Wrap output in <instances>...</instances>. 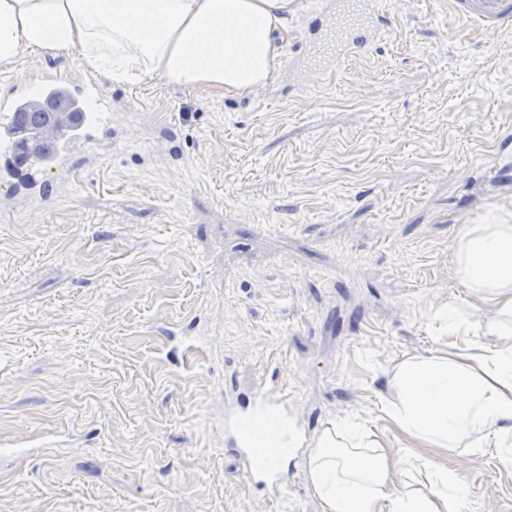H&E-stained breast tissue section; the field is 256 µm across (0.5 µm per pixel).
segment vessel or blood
Masks as SVG:
<instances>
[{"label": "vessel or blood", "instance_id": "b4317fda", "mask_svg": "<svg viewBox=\"0 0 512 512\" xmlns=\"http://www.w3.org/2000/svg\"><path fill=\"white\" fill-rule=\"evenodd\" d=\"M455 15L495 32L512 26V0H452ZM321 38L299 54L302 66L315 76L326 66L342 68L349 61L369 57L372 49L392 32L390 15L380 0H332L319 15ZM95 82L73 86L66 77L38 86L35 94L0 101V155L12 158L20 145H28L25 163L63 172L71 153L95 143L103 129L96 113L85 112L80 123H58L49 137L40 130L19 126L15 115L35 102L63 100L68 110L82 109L97 93ZM280 357L267 359L262 380L241 390L224 389V452L232 456L249 487L277 494L290 482L294 459L311 445L306 427L294 418Z\"/></svg>", "mask_w": 512, "mask_h": 512}]
</instances>
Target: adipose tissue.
Here are the masks:
<instances>
[{
    "mask_svg": "<svg viewBox=\"0 0 512 512\" xmlns=\"http://www.w3.org/2000/svg\"><path fill=\"white\" fill-rule=\"evenodd\" d=\"M295 0H0V66L25 51L75 54L114 83L159 78L242 97L272 80L278 30ZM474 309L489 306L507 341L495 348L410 356L385 413L428 448L500 451L512 466V224L467 228L455 247ZM324 512H459L465 478L434 467L427 492L400 481L402 461L354 425H328L307 460Z\"/></svg>",
    "mask_w": 512,
    "mask_h": 512,
    "instance_id": "obj_1",
    "label": "adipose tissue"
}]
</instances>
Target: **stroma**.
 I'll return each mask as SVG.
<instances>
[{
  "instance_id": "obj_1",
  "label": "stroma",
  "mask_w": 512,
  "mask_h": 512,
  "mask_svg": "<svg viewBox=\"0 0 512 512\" xmlns=\"http://www.w3.org/2000/svg\"><path fill=\"white\" fill-rule=\"evenodd\" d=\"M274 79L244 98L96 76L116 114L101 155L32 170L46 206L0 200V512H323L307 472L261 497L224 454L226 379L268 357L314 433L354 420L406 460L464 474L462 512H512L499 451L425 448L387 419L397 365L457 352L455 264L482 223L475 180L512 128V29L450 0H385L368 59L288 66L319 0H296ZM73 55L24 52L0 95ZM439 321V328L448 336H479L476 324L452 307L441 309Z\"/></svg>"
}]
</instances>
